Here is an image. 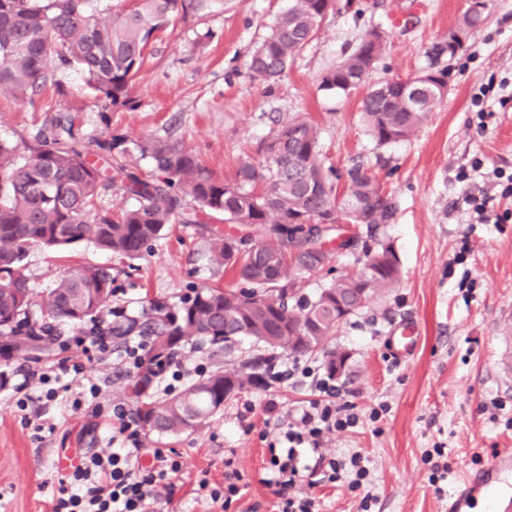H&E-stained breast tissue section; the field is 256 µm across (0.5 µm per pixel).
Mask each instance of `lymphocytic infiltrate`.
<instances>
[{"label":"lymphocytic infiltrate","instance_id":"1","mask_svg":"<svg viewBox=\"0 0 512 512\" xmlns=\"http://www.w3.org/2000/svg\"><path fill=\"white\" fill-rule=\"evenodd\" d=\"M133 321L125 306H112L91 328L78 330L64 341V348H76L82 361L64 359L45 367L19 369V380L13 385L19 395L18 406H25V396L34 387L47 401L57 400L60 393L70 391L73 383L85 378L88 363L113 354L128 374L144 375L147 389L174 391L189 371L176 359L145 369L152 337L129 333L122 339L120 353H113V329ZM315 387L317 396L293 410L287 428L278 432L275 447L268 450L267 483L276 489L277 512H319L315 498L291 492L309 455H317L324 463V476L329 482L347 481L350 490L362 488L369 476L361 454L339 457L326 452L328 436L356 428L359 416L337 404L339 392L328 380H317ZM109 426L111 449L78 457L60 475L53 512H156L158 504L172 502L179 493L176 479L183 462L178 453L169 448L146 447L139 420L124 404H113ZM224 467L223 483L211 482L204 473L198 476L193 489L196 502L225 506L241 497L244 486L240 471L230 459Z\"/></svg>","mask_w":512,"mask_h":512}]
</instances>
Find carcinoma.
I'll return each instance as SVG.
<instances>
[{
	"label": "carcinoma",
	"instance_id": "cac0c4a2",
	"mask_svg": "<svg viewBox=\"0 0 512 512\" xmlns=\"http://www.w3.org/2000/svg\"><path fill=\"white\" fill-rule=\"evenodd\" d=\"M216 0H133L106 20L85 8L87 0H0V94L27 98L51 82L49 62L56 58L89 77L105 110L132 106L130 85L147 48L170 18L209 9ZM332 0H292L291 6L263 37L247 60L248 71L263 80L282 77L313 39ZM385 48L372 29L354 52L320 76L319 88L346 93L364 84ZM442 101L435 85L416 82L404 88L397 80L375 84L362 99L361 118L372 139L385 146L412 137ZM74 117L56 118L28 146L24 164L14 149L0 143V342L26 361L48 348L32 338L24 318L30 306L24 260L34 246L62 251L91 241L102 250L134 258L162 238L171 224H193L183 207L190 198L209 215L224 216L228 232H214L210 260L246 284L244 288L204 286L181 306L156 304L135 331L153 337L150 361L174 357L190 341L227 344L246 336L264 354L240 368L218 369L163 397L143 392L142 377L128 379L124 393L136 403V416L150 433H180L206 425L227 399L232 377L244 376L239 389L276 384L271 367L286 352L325 358L327 375L336 365L329 343L336 327L363 307L362 289L374 297L395 287L400 260L383 225L392 206L378 179L361 167L340 176L325 166L319 129L309 121L281 122L255 155L239 160L225 180L207 170L188 149L139 144L150 154L155 171L139 175L126 163L128 139L111 134L98 142L99 154L113 160L101 166L88 160L73 132ZM120 188L138 206L113 213L95 209L103 193ZM348 238L336 249H361L359 272L342 275L312 296L301 283L324 268L330 252L307 224H334ZM261 225L265 240L250 242L248 228ZM115 291L111 269L77 263L67 267L42 300L53 319L82 324L93 319Z\"/></svg>",
	"mask_w": 512,
	"mask_h": 512
}]
</instances>
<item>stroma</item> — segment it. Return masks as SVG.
Here are the masks:
<instances>
[{
	"instance_id": "35a3bbf8",
	"label": "stroma",
	"mask_w": 512,
	"mask_h": 512,
	"mask_svg": "<svg viewBox=\"0 0 512 512\" xmlns=\"http://www.w3.org/2000/svg\"><path fill=\"white\" fill-rule=\"evenodd\" d=\"M485 2L480 22L449 63L446 98L413 137L381 147L361 120L366 87L324 91L320 76L373 28L384 33L386 46L371 82L419 75L470 0H335L314 39L274 82L253 78L246 61L290 0H217L209 10L176 16L159 33L133 81V108L103 111L85 75L56 60L50 63L55 85L35 102L0 95V142L15 146L20 164L45 120L69 114L89 160L97 158L98 140L119 133L140 144L187 148L229 178L239 156L254 153L280 122L298 118L318 124L326 165L341 172L359 165L382 181L395 206L386 233L401 278L336 329L332 345L347 356L336 381L339 400L354 406L360 422L326 442L336 455L367 457L371 481L352 491L344 482L327 483L322 469L302 472L295 489L319 500L321 512H447L458 475L512 448V106L496 105L481 116L471 103L480 89L512 84V0ZM472 195L486 198L485 215L469 203ZM219 227L203 214L197 223L172 225L133 260L86 241L65 258L33 247L25 260L32 293L27 319L45 324L42 298L69 259L111 267L113 302L138 317L154 301L176 308L201 286H234L210 260ZM409 326L417 344L402 355L392 340ZM257 352L246 338L227 352L193 340L179 358L185 367L203 362L212 372ZM280 362L294 369L292 378L235 393L205 427L146 436L148 446L179 453L187 485L203 471L211 482H223L224 462L234 459L246 492L224 512L274 510L265 483L268 433L287 427L289 411L315 394L313 379L300 368L324 370L318 354H286ZM87 375L101 389L98 399L76 385L60 401L35 398L22 410L10 388H0V512H49L57 471L69 455L109 448L104 422L113 404L125 402L128 376L109 359L88 365ZM77 398L83 406L74 414ZM271 400L277 409L270 413ZM382 402L388 413L371 420ZM45 420L54 431L41 429ZM436 447L448 472L435 482L425 453Z\"/></svg>"
}]
</instances>
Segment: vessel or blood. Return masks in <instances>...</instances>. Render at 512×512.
<instances>
[{
	"mask_svg": "<svg viewBox=\"0 0 512 512\" xmlns=\"http://www.w3.org/2000/svg\"><path fill=\"white\" fill-rule=\"evenodd\" d=\"M478 501L484 512H512V449L505 448L479 474H463L448 502V512H467Z\"/></svg>",
	"mask_w": 512,
	"mask_h": 512,
	"instance_id": "b4317fda",
	"label": "vessel or blood"
}]
</instances>
